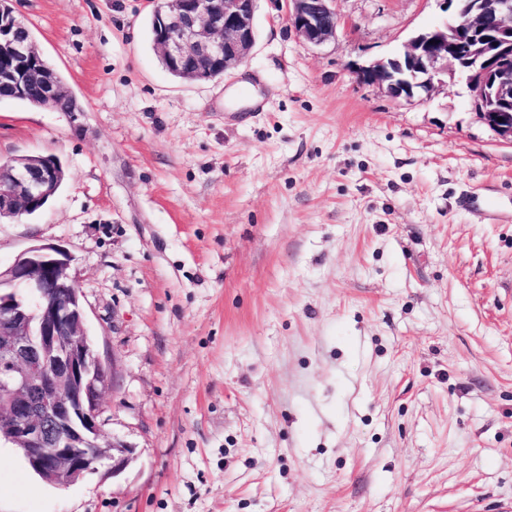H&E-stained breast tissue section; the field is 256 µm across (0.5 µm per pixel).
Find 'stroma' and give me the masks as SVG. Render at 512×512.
I'll list each match as a JSON object with an SVG mask.
<instances>
[{
	"label": "stroma",
	"mask_w": 512,
	"mask_h": 512,
	"mask_svg": "<svg viewBox=\"0 0 512 512\" xmlns=\"http://www.w3.org/2000/svg\"><path fill=\"white\" fill-rule=\"evenodd\" d=\"M13 5L82 109L0 99V162L65 170L0 268L70 252L134 459L57 487L0 447V512H512V141L463 76L406 101L352 74L438 0H336L318 46L258 0L205 82L164 70L154 0Z\"/></svg>",
	"instance_id": "obj_1"
}]
</instances>
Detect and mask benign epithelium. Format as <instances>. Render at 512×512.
<instances>
[{"mask_svg": "<svg viewBox=\"0 0 512 512\" xmlns=\"http://www.w3.org/2000/svg\"><path fill=\"white\" fill-rule=\"evenodd\" d=\"M451 21L418 32L394 57L354 71L394 99L429 93L441 76L461 73L475 111L512 140V0H439ZM335 0H287V21L305 42L321 45L341 24ZM256 0H159L154 48L187 79L221 78L247 58L256 40ZM12 0H0V82L24 90L40 79L48 97L66 94L41 54L21 35ZM62 167L29 155L0 164V218L27 213L57 192ZM71 256L53 244L27 248L0 271V443L18 449L44 481L67 486L112 460V475L133 460L118 438L101 441L99 407L108 372L86 330Z\"/></svg>", "mask_w": 512, "mask_h": 512, "instance_id": "7a95c632", "label": "benign epithelium"}]
</instances>
